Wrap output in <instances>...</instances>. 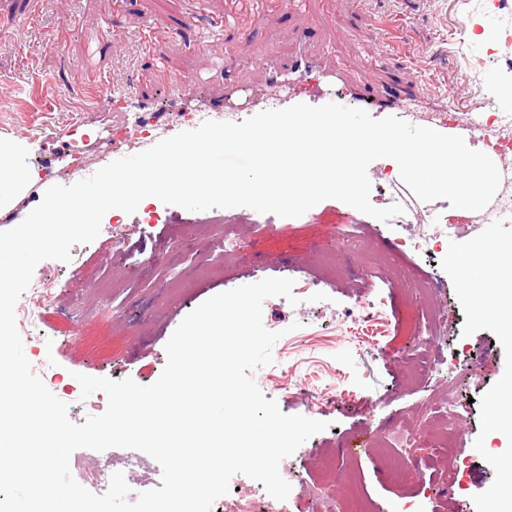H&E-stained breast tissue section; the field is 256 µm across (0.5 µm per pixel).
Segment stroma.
<instances>
[{"instance_id": "35a3bbf8", "label": "stroma", "mask_w": 512, "mask_h": 512, "mask_svg": "<svg viewBox=\"0 0 512 512\" xmlns=\"http://www.w3.org/2000/svg\"><path fill=\"white\" fill-rule=\"evenodd\" d=\"M498 0H311L315 24L269 6L250 31L251 0H0V19L24 14V28L0 32V135L25 139L37 182L22 203L0 215L14 228L49 187L71 185L69 146L99 138L113 107L147 122L151 142L177 134L181 115L218 95L213 83L176 102L156 77L154 57L174 73L208 72L213 62L189 49L195 39H221L240 78L264 92L261 52L281 59L299 33L312 49L333 44L335 59L363 72L359 46L376 40L384 68L377 84L417 78V109L453 111L460 121L502 111L512 99V68L497 54L512 39V10ZM121 38L92 54L108 31ZM66 35L65 53L54 52ZM486 60L480 82L470 61ZM109 105L85 109L88 87ZM372 163L370 203L382 209L418 199ZM143 211L104 216L99 236L71 249L72 259L40 262L34 280L49 287L39 320L23 338L33 373L84 423L77 374L154 383L166 364L165 345L185 316L212 296L268 277L295 282L307 301H265L263 323L280 332L271 365L253 371L266 399L289 415L326 422L292 455L287 512H328L336 501L363 498L372 512H487L502 487L501 460L512 447L494 431L489 400L512 377V340L495 312L477 317L462 290L453 255L478 241L512 242L511 224H482L443 240L438 251H410L415 224L365 218L347 237L358 210L335 200L299 217L243 207L189 211L151 199ZM161 257L150 265V257ZM438 283L436 300L419 294ZM326 298L311 301V294ZM70 461L89 472L130 476L132 494L159 487L161 468L147 454L81 448ZM338 476L327 479L326 463ZM449 484L452 501L435 498Z\"/></svg>"}]
</instances>
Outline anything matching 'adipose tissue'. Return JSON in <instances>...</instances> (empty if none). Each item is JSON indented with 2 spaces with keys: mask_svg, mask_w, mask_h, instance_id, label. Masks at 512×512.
I'll return each instance as SVG.
<instances>
[{
  "mask_svg": "<svg viewBox=\"0 0 512 512\" xmlns=\"http://www.w3.org/2000/svg\"><path fill=\"white\" fill-rule=\"evenodd\" d=\"M29 145L18 137L0 138V210L24 200L36 179L28 163ZM464 287L479 310L496 309L504 335H512V249H490L476 243L461 262Z\"/></svg>",
  "mask_w": 512,
  "mask_h": 512,
  "instance_id": "1",
  "label": "adipose tissue"
}]
</instances>
